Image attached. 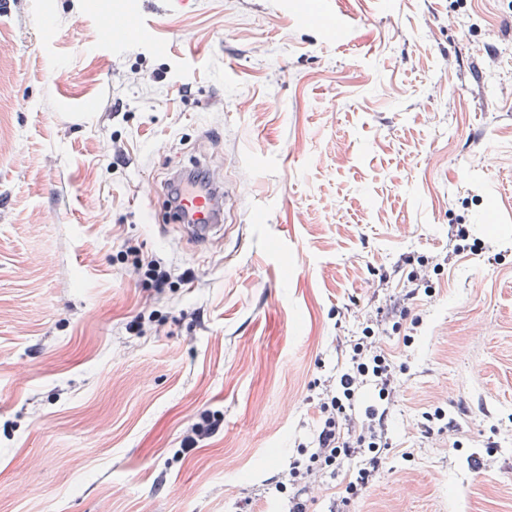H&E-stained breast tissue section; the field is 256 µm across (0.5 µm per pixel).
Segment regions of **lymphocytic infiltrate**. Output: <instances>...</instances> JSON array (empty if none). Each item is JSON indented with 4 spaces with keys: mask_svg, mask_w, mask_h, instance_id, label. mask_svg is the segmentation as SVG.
Here are the masks:
<instances>
[{
    "mask_svg": "<svg viewBox=\"0 0 512 512\" xmlns=\"http://www.w3.org/2000/svg\"><path fill=\"white\" fill-rule=\"evenodd\" d=\"M380 329L365 327L363 336L354 340L345 369L333 382L325 384L319 411L323 419L312 438V450L307 461L290 463L286 472L275 481L277 490L293 488L289 512H306L302 499L317 473L348 462L353 479L347 486V496L332 500L328 512H346L349 494L368 487L389 450L388 411L378 406H366L357 411V401L369 393L379 400L390 395L391 366L379 346Z\"/></svg>",
    "mask_w": 512,
    "mask_h": 512,
    "instance_id": "lymphocytic-infiltrate-1",
    "label": "lymphocytic infiltrate"
}]
</instances>
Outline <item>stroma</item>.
I'll use <instances>...</instances> for the list:
<instances>
[{
    "label": "stroma",
    "instance_id": "35a3bbf8",
    "mask_svg": "<svg viewBox=\"0 0 512 512\" xmlns=\"http://www.w3.org/2000/svg\"><path fill=\"white\" fill-rule=\"evenodd\" d=\"M196 164L233 191L204 247L161 215ZM399 301L349 512H512V0H0V512H287L317 381ZM102 33L109 42L137 39L141 35H147L154 39L158 47H163L165 42L155 39L152 35V27L141 16L115 15L112 12H103L99 15ZM130 260L138 270L143 271V275L157 293H162L167 286L168 277L166 271L161 269L158 261L153 259H145L142 253L135 247H128L125 251L124 259ZM223 423L222 414L210 410L200 414L197 421L193 422L183 438L182 452H189L198 447L199 443L216 434Z\"/></svg>",
    "mask_w": 512,
    "mask_h": 512
}]
</instances>
